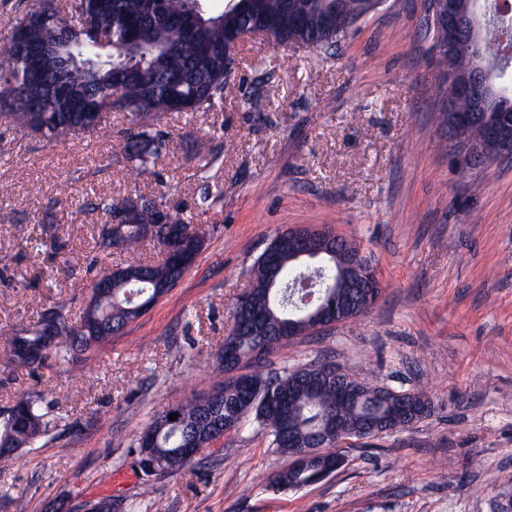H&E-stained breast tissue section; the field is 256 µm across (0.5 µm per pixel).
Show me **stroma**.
<instances>
[{
  "instance_id": "obj_1",
  "label": "stroma",
  "mask_w": 512,
  "mask_h": 512,
  "mask_svg": "<svg viewBox=\"0 0 512 512\" xmlns=\"http://www.w3.org/2000/svg\"><path fill=\"white\" fill-rule=\"evenodd\" d=\"M425 0H385L333 54L246 39L205 114L104 113L96 132L47 142L0 117V411L39 393L52 427L0 462V512H512V160L467 169L440 123L450 82L425 29ZM276 95L258 112L242 99ZM164 133L141 174L122 134ZM218 146L194 155L191 139ZM223 199L203 206L206 187ZM141 194L202 227L205 241L178 285L82 366L30 373L3 339L50 303L70 317L99 247L100 200ZM329 226L360 244L383 292L361 318L275 350L266 372L327 360L391 388L423 389L417 423L337 446L343 466L321 482L275 491L289 462L253 420L204 448L176 475L145 476L139 435L169 407L225 379L216 357L230 310L271 239ZM31 240L33 251L20 250Z\"/></svg>"
}]
</instances>
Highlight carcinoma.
Returning a JSON list of instances; mask_svg holds the SVG:
<instances>
[{
	"label": "carcinoma",
	"mask_w": 512,
	"mask_h": 512,
	"mask_svg": "<svg viewBox=\"0 0 512 512\" xmlns=\"http://www.w3.org/2000/svg\"><path fill=\"white\" fill-rule=\"evenodd\" d=\"M255 2L262 15L276 20L270 29L273 43L311 42L326 53L333 51L338 40L349 31L347 27L325 26L326 18L341 15L357 19L361 6V0ZM465 2L477 21L475 38L455 51V64L461 70L482 60L494 61L500 32L506 27L512 28V18L495 15L492 0ZM294 7L302 13L304 32L292 37L288 34V11ZM191 10L193 7L186 0H40L17 17L3 37L0 53L7 56L8 64L0 69V107L8 111L20 129L47 141L57 140L65 133L93 132L99 128L97 123L91 126L83 121L72 109L71 98L84 93L97 95L94 112L99 115L112 110L140 117L187 110L195 114L213 111L224 99L228 76L224 66V32L243 26L249 14L224 10L214 14L202 8L196 11L195 21L187 31L184 22ZM62 27L69 34L63 44V55L93 60L96 65L64 70L58 59L46 58L35 69L27 46L13 42L18 30L26 31L33 41H41L58 37V29ZM495 71L499 87L503 89L498 106L512 112V62H501ZM123 75L126 76L123 94L115 99L109 89ZM123 153L131 167L147 171L157 157L156 136L146 129H129ZM157 208L156 200L141 195L127 196L117 203L100 200L98 209L108 220L118 211L130 214L129 222L122 227L121 238H114L111 228H102L100 246L133 250L146 239L162 244L160 233L150 231L157 223ZM166 216L171 223L191 229L182 240V250L190 267L202 249L204 232L199 227L190 228L177 212L169 210ZM125 267L128 276L112 280V288L101 294L94 284L107 275L110 268L91 261L82 283L88 290L89 302L79 320H69L65 306L53 307L54 343L46 349L43 358L35 362L25 359L22 352L38 348L44 341V315H38L32 329L8 338L13 362L33 373L47 367L50 361L64 366L80 363L82 355L140 317L142 307L160 300L158 285L174 276L166 260L148 264L134 259ZM253 272L246 304H257L265 313L250 325L234 322L226 340L234 345L235 359L226 362L224 356H217L218 364L226 373L243 364L259 363L257 350L266 338L283 345L307 333V312L291 288L295 280L321 278L323 287L318 292L325 302L351 293L337 278L332 258L325 255L293 261L285 252L270 271L265 270L262 260H256ZM312 369L309 365L279 378L284 388L290 381L303 379L302 387L288 403L286 418L267 407L272 378L257 371L250 374L252 395L257 399V407L251 415L272 437V444L290 458L317 445V436L334 435L338 414L355 427L376 420L388 430L403 423L400 409L404 403L427 400L426 394L419 390L385 389L344 373L341 382L358 389L361 398L338 410L334 385L317 387L305 380ZM239 394V379L231 376L217 385L209 396L227 406ZM40 402L37 395H24L16 400V406L24 413L23 420L17 421L11 414L0 416V461L14 458L48 432L50 423ZM175 413L178 417L169 419V415ZM194 415L192 404H177L150 426L153 440L148 452L163 462L171 474L188 466L182 458L181 446L185 430L193 425ZM319 452L320 457L311 467L298 469L292 461L282 468L272 480L274 487L288 491L299 484L312 485L322 480L319 470L341 467L339 455L328 448H321Z\"/></svg>",
	"instance_id": "carcinoma-1"
}]
</instances>
